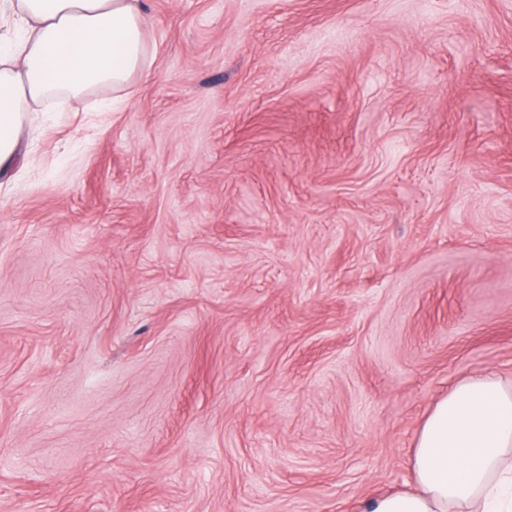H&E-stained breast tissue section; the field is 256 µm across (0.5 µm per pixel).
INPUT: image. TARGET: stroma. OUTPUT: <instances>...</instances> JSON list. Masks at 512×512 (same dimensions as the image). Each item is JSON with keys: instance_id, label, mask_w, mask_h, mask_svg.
Here are the masks:
<instances>
[{"instance_id": "stroma-1", "label": "stroma", "mask_w": 512, "mask_h": 512, "mask_svg": "<svg viewBox=\"0 0 512 512\" xmlns=\"http://www.w3.org/2000/svg\"><path fill=\"white\" fill-rule=\"evenodd\" d=\"M130 93L0 176V512H361L512 380V0H143Z\"/></svg>"}]
</instances>
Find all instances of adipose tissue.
Returning <instances> with one entry per match:
<instances>
[{
  "instance_id": "1",
  "label": "adipose tissue",
  "mask_w": 512,
  "mask_h": 512,
  "mask_svg": "<svg viewBox=\"0 0 512 512\" xmlns=\"http://www.w3.org/2000/svg\"><path fill=\"white\" fill-rule=\"evenodd\" d=\"M139 0H0V172L24 159L29 103L129 89L149 70ZM415 493L369 512H512V383L487 374L433 407L412 458Z\"/></svg>"
}]
</instances>
